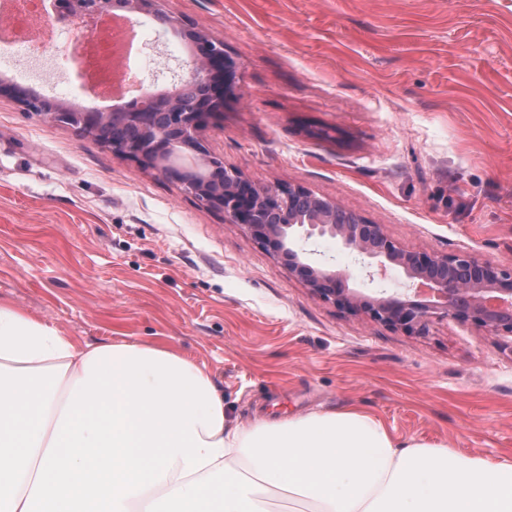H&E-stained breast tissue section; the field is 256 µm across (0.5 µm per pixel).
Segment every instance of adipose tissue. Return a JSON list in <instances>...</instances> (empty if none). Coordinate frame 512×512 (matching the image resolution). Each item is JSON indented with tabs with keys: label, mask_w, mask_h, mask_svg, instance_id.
Instances as JSON below:
<instances>
[{
	"label": "adipose tissue",
	"mask_w": 512,
	"mask_h": 512,
	"mask_svg": "<svg viewBox=\"0 0 512 512\" xmlns=\"http://www.w3.org/2000/svg\"><path fill=\"white\" fill-rule=\"evenodd\" d=\"M0 512H512V461L348 407L242 429L193 361L0 303Z\"/></svg>",
	"instance_id": "ef3b65f1"
}]
</instances>
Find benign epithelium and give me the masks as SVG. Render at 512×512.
<instances>
[{
    "label": "benign epithelium",
    "mask_w": 512,
    "mask_h": 512,
    "mask_svg": "<svg viewBox=\"0 0 512 512\" xmlns=\"http://www.w3.org/2000/svg\"><path fill=\"white\" fill-rule=\"evenodd\" d=\"M58 22L73 19L85 27L120 10L152 13L177 29L193 46L181 78L190 96L180 99L153 93L136 96L110 112L66 107L50 110L44 99L24 96L23 111L70 126L86 135L107 128L128 136L112 142V153L144 168L159 171L208 208L242 224L253 237L311 293L350 314H364L407 332L429 314L440 312L461 323L512 335V266H502L468 252L425 254L407 251L387 238L382 226L371 224L338 202L318 197L300 185L257 187L238 171L224 166L202 132L223 111L234 93L237 63L224 41L184 19L161 12L159 0H57ZM310 238L329 235L352 253L369 259L367 276L383 279L400 267L416 281L411 292L372 297L349 286L348 277L312 265L297 247L298 233Z\"/></svg>",
    "instance_id": "7a95c632"
}]
</instances>
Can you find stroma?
<instances>
[{
	"mask_svg": "<svg viewBox=\"0 0 512 512\" xmlns=\"http://www.w3.org/2000/svg\"><path fill=\"white\" fill-rule=\"evenodd\" d=\"M223 39L236 91L203 134L399 246L512 266V0H161ZM146 88L188 68L154 49ZM364 279L330 236L304 244ZM0 301L81 343L164 345L228 424L361 409L396 439L512 459V335L436 313L408 333L311 294L156 170L0 97Z\"/></svg>",
	"mask_w": 512,
	"mask_h": 512,
	"instance_id": "obj_1",
	"label": "stroma"
}]
</instances>
